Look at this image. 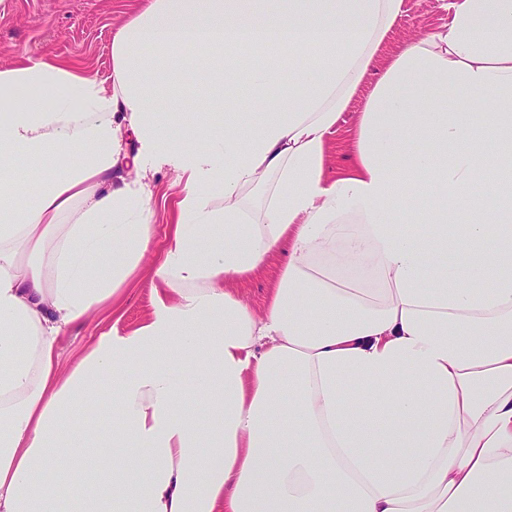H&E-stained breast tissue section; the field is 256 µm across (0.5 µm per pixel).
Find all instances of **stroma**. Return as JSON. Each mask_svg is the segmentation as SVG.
Here are the masks:
<instances>
[{
  "label": "stroma",
  "mask_w": 512,
  "mask_h": 512,
  "mask_svg": "<svg viewBox=\"0 0 512 512\" xmlns=\"http://www.w3.org/2000/svg\"><path fill=\"white\" fill-rule=\"evenodd\" d=\"M149 0H0V68L15 66L29 56L48 54L64 62H76L99 79L112 77V35L139 15ZM449 0H404V11L355 94L350 98L326 152L328 176L351 161L350 143L357 117L366 106L375 82L383 74L391 55L419 36L435 32L448 22ZM157 201L155 250H162L170 221L167 207L181 186L175 173L161 171L148 178ZM281 255H273L260 274L230 279L229 285L255 312H262L274 288ZM120 321L107 311L92 313L83 324L58 340L61 368H68L86 344L111 328L127 331L136 327L153 309L151 262L143 260L121 300Z\"/></svg>",
  "instance_id": "35a3bbf8"
}]
</instances>
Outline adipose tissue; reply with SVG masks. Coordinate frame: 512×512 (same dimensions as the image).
I'll return each mask as SVG.
<instances>
[{"instance_id": "adipose-tissue-1", "label": "adipose tissue", "mask_w": 512, "mask_h": 512, "mask_svg": "<svg viewBox=\"0 0 512 512\" xmlns=\"http://www.w3.org/2000/svg\"><path fill=\"white\" fill-rule=\"evenodd\" d=\"M403 2L150 0L111 83L0 69V512H512V0L393 56L326 175ZM448 85L496 107L427 102ZM163 170L151 316L61 371L149 253ZM280 251L255 313L224 283ZM106 385L104 434L75 417ZM146 181L149 182L157 201L153 248L156 252H160L165 245L167 224L170 221L169 202L181 191L182 186L175 173L165 170L149 176ZM165 201H167L166 206H164ZM112 323V313L100 310L92 313L83 324L60 336L58 340L60 368L67 369L82 354L84 347L91 339L111 330Z\"/></svg>"}]
</instances>
